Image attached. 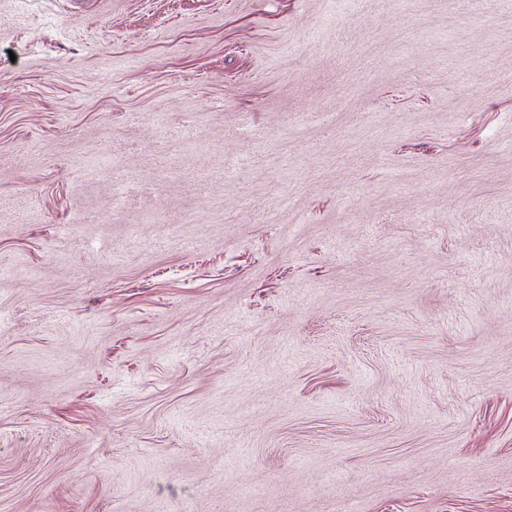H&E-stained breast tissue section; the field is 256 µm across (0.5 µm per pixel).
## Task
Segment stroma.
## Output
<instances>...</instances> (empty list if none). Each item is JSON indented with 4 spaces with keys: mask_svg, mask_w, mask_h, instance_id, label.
<instances>
[{
    "mask_svg": "<svg viewBox=\"0 0 512 512\" xmlns=\"http://www.w3.org/2000/svg\"><path fill=\"white\" fill-rule=\"evenodd\" d=\"M0 512H512V0H0Z\"/></svg>",
    "mask_w": 512,
    "mask_h": 512,
    "instance_id": "obj_1",
    "label": "stroma"
}]
</instances>
